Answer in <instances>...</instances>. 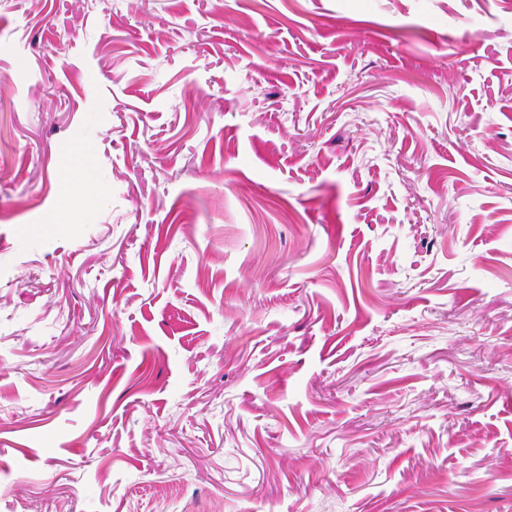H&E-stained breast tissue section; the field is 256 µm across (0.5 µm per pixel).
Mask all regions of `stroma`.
I'll return each instance as SVG.
<instances>
[{
	"label": "stroma",
	"mask_w": 512,
	"mask_h": 512,
	"mask_svg": "<svg viewBox=\"0 0 512 512\" xmlns=\"http://www.w3.org/2000/svg\"><path fill=\"white\" fill-rule=\"evenodd\" d=\"M0 512H512V0H0Z\"/></svg>",
	"instance_id": "35a3bbf8"
}]
</instances>
